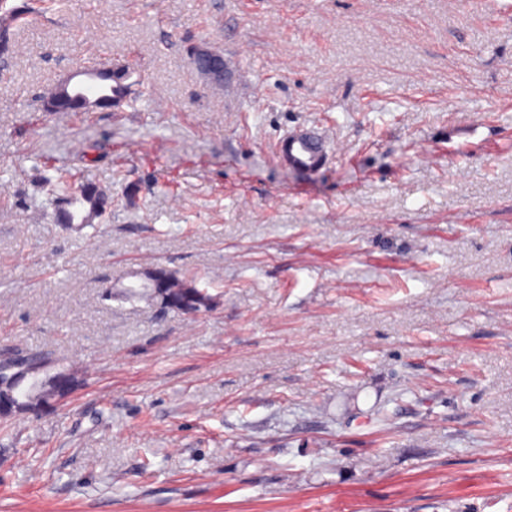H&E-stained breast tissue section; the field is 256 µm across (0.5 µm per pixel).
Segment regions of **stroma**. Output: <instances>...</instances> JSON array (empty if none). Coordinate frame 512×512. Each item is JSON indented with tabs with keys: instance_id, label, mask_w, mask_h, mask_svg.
Masks as SVG:
<instances>
[{
	"instance_id": "obj_1",
	"label": "stroma",
	"mask_w": 512,
	"mask_h": 512,
	"mask_svg": "<svg viewBox=\"0 0 512 512\" xmlns=\"http://www.w3.org/2000/svg\"><path fill=\"white\" fill-rule=\"evenodd\" d=\"M115 63L148 107L44 110ZM47 162L109 216L54 223ZM157 264L211 309L109 297ZM29 349L82 384L0 429V512H512V0H68L21 28L0 351ZM312 138L313 136L308 133L294 134L287 138L285 157L291 167L303 171H315L323 165L322 146Z\"/></svg>"
}]
</instances>
